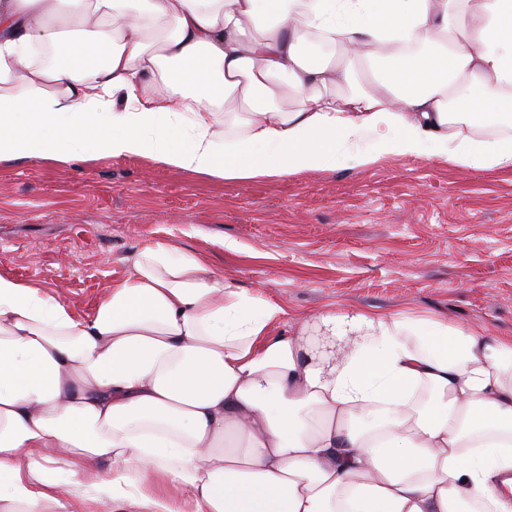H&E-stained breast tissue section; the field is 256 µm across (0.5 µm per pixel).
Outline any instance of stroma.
Segmentation results:
<instances>
[{
	"label": "stroma",
	"instance_id": "obj_1",
	"mask_svg": "<svg viewBox=\"0 0 512 512\" xmlns=\"http://www.w3.org/2000/svg\"><path fill=\"white\" fill-rule=\"evenodd\" d=\"M158 242L291 314L371 307L512 336V169L387 157L224 181L134 156L0 161V274L76 318Z\"/></svg>",
	"mask_w": 512,
	"mask_h": 512
}]
</instances>
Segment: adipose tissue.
Here are the masks:
<instances>
[{"label": "adipose tissue", "instance_id": "ef3b65f1", "mask_svg": "<svg viewBox=\"0 0 512 512\" xmlns=\"http://www.w3.org/2000/svg\"><path fill=\"white\" fill-rule=\"evenodd\" d=\"M76 2L0 0V161L138 156L238 181L387 156L512 168V0ZM330 47L368 87L337 95L352 74ZM280 75L298 108L276 106ZM91 502L512 512V337L290 317L165 243L85 320L0 275V512Z\"/></svg>", "mask_w": 512, "mask_h": 512}]
</instances>
